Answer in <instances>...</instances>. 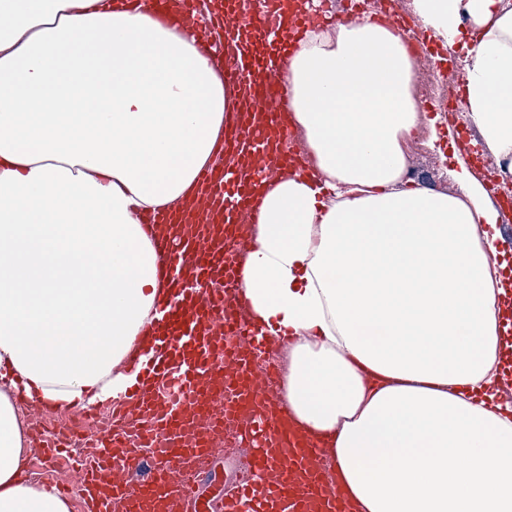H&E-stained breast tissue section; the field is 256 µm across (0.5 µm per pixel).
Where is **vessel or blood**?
Wrapping results in <instances>:
<instances>
[{"label":"vessel or blood","mask_w":512,"mask_h":512,"mask_svg":"<svg viewBox=\"0 0 512 512\" xmlns=\"http://www.w3.org/2000/svg\"><path fill=\"white\" fill-rule=\"evenodd\" d=\"M163 21L192 25L189 5L171 16L169 0H149ZM294 0H227L216 25L224 42L211 50L215 66L237 93L229 118L233 161L198 175L201 210H155L142 224L172 294L160 304L152 331L161 360L133 357L144 384L116 400L113 424L80 459L72 488L84 512H211L196 481L212 451L211 433L244 441L248 468L224 512H349L324 467L322 448L287 423L272 393L273 376L256 352L267 346L246 315L241 264L243 227L257 221L263 185L285 153L280 123L284 88L277 74L300 39L325 13L297 9Z\"/></svg>","instance_id":"1"}]
</instances>
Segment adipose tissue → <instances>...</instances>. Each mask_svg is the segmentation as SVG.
I'll return each mask as SVG.
<instances>
[{
    "mask_svg": "<svg viewBox=\"0 0 512 512\" xmlns=\"http://www.w3.org/2000/svg\"><path fill=\"white\" fill-rule=\"evenodd\" d=\"M415 3L447 43L469 23L464 110L512 162V0ZM411 66L366 18L301 41L284 122L316 170L259 201L248 315L291 336L281 410L331 438L351 512H512L499 214L465 171L454 196L403 185ZM235 106L196 39L146 6L0 0V512H70L18 478L10 391L85 409L137 385L125 362L168 295L141 214L200 196Z\"/></svg>",
    "mask_w": 512,
    "mask_h": 512,
    "instance_id": "adipose-tissue-1",
    "label": "adipose tissue"
}]
</instances>
